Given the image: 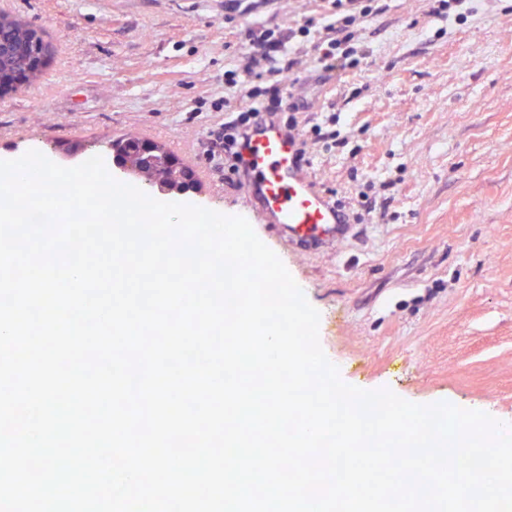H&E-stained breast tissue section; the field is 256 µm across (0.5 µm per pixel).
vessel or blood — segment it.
Segmentation results:
<instances>
[{"instance_id":"b4317fda","label":"vessel or blood","mask_w":512,"mask_h":512,"mask_svg":"<svg viewBox=\"0 0 512 512\" xmlns=\"http://www.w3.org/2000/svg\"><path fill=\"white\" fill-rule=\"evenodd\" d=\"M301 149L299 136L277 118L260 120L241 146V205L254 223L267 227L280 250L319 252L353 237L354 226L301 161Z\"/></svg>"}]
</instances>
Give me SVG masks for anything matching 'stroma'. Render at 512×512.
<instances>
[{"label":"stroma","instance_id":"35a3bbf8","mask_svg":"<svg viewBox=\"0 0 512 512\" xmlns=\"http://www.w3.org/2000/svg\"><path fill=\"white\" fill-rule=\"evenodd\" d=\"M477 8L441 21L425 0H388L363 32L361 70L340 84L305 77L314 112L339 109L349 138L315 152L319 186L390 197L391 218L282 261L345 383L512 425V0ZM0 15L51 45L38 79L0 99V159L36 149L69 164L137 134L204 175L181 202L239 214L204 155L238 62L224 0H0Z\"/></svg>","mask_w":512,"mask_h":512}]
</instances>
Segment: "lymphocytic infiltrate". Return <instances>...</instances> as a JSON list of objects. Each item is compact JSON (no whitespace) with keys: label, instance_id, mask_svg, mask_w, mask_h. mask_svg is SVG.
Listing matches in <instances>:
<instances>
[{"label":"lymphocytic infiltrate","instance_id":"obj_1","mask_svg":"<svg viewBox=\"0 0 512 512\" xmlns=\"http://www.w3.org/2000/svg\"><path fill=\"white\" fill-rule=\"evenodd\" d=\"M276 0H225L224 19L239 16L248 21L239 26L237 40L245 53L241 65L225 70L224 85L238 101L232 116L208 132L206 155L223 161L228 175H239L244 160L236 145L239 136L261 115L280 116L286 128L299 132L307 150L326 152L345 147L339 131L323 130L320 124L302 128L298 112L304 111L297 87L301 82L302 60L291 42L302 38L311 45L315 70L329 80H342L360 69L371 49L361 39L368 18L386 11L383 0H326L324 11L304 17L302 22L283 28L264 15Z\"/></svg>","mask_w":512,"mask_h":512}]
</instances>
